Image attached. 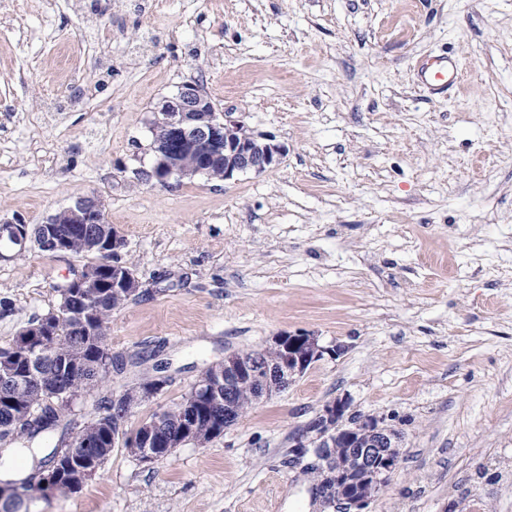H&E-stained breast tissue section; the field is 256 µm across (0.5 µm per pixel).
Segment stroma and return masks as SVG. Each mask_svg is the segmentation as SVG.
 <instances>
[{
  "mask_svg": "<svg viewBox=\"0 0 512 512\" xmlns=\"http://www.w3.org/2000/svg\"><path fill=\"white\" fill-rule=\"evenodd\" d=\"M460 65L436 91L428 58ZM79 72L81 82L71 80ZM198 82L283 149L265 172L159 186L149 125ZM99 200L145 294L112 315L123 370L163 363L125 423L272 337L341 346L205 446H116L69 497L19 512H330L291 437L330 402L385 417L400 463L369 512H512V0H15L0 6V223ZM83 259L0 250V343Z\"/></svg>",
  "mask_w": 512,
  "mask_h": 512,
  "instance_id": "1",
  "label": "stroma"
}]
</instances>
